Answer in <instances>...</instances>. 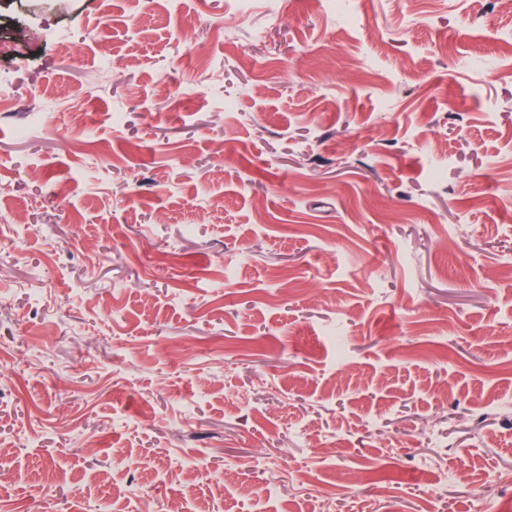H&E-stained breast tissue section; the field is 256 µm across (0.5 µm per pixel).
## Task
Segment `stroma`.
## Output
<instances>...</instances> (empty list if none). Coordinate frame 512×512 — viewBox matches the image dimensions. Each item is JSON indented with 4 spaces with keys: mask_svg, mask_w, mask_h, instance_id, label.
Returning <instances> with one entry per match:
<instances>
[{
    "mask_svg": "<svg viewBox=\"0 0 512 512\" xmlns=\"http://www.w3.org/2000/svg\"><path fill=\"white\" fill-rule=\"evenodd\" d=\"M109 10L0 0V512H503L512 14Z\"/></svg>",
    "mask_w": 512,
    "mask_h": 512,
    "instance_id": "obj_1",
    "label": "stroma"
}]
</instances>
